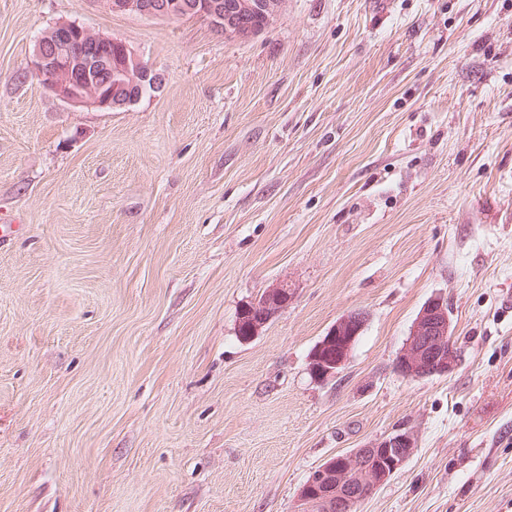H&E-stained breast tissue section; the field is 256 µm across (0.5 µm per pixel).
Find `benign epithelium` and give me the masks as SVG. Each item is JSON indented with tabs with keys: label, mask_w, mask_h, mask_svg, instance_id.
Here are the masks:
<instances>
[{
	"label": "benign epithelium",
	"mask_w": 512,
	"mask_h": 512,
	"mask_svg": "<svg viewBox=\"0 0 512 512\" xmlns=\"http://www.w3.org/2000/svg\"><path fill=\"white\" fill-rule=\"evenodd\" d=\"M114 13L172 19L185 11L204 18L239 39L256 33L245 20L258 16L266 28L279 11L282 0H101ZM55 99L74 110H122L139 100L140 92L162 87V76L145 64L126 42L96 33L76 20L56 22L39 38L26 67ZM288 288L274 285L253 302L250 336L288 305ZM364 325L354 313L339 318L311 352L309 372L318 381L336 378L346 367L352 345ZM339 343L338 352L327 358L322 350ZM458 366L448 306L441 299L426 302L414 319L409 335L393 367L406 378L447 376ZM414 434L396 430L361 448L329 458L319 465L298 489L297 498L307 512L313 502H322L326 512H354L359 504L394 476L414 455Z\"/></svg>",
	"instance_id": "1"
}]
</instances>
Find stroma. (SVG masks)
Returning a JSON list of instances; mask_svg holds the SVG:
<instances>
[{"instance_id": "stroma-1", "label": "stroma", "mask_w": 512, "mask_h": 512, "mask_svg": "<svg viewBox=\"0 0 512 512\" xmlns=\"http://www.w3.org/2000/svg\"><path fill=\"white\" fill-rule=\"evenodd\" d=\"M74 19L162 91L76 111L24 78ZM1 224L0 512H297L319 464L398 428L417 451L358 512H512V0H284L246 39L0 0ZM436 297L459 364L403 377ZM288 298L287 287H284V285H273L265 291L262 299L260 298L253 302L251 310L257 316V322H251L249 328L250 338L255 337L268 321L287 306ZM364 325L363 315L354 313L343 315L329 329L326 336L311 351L308 367L311 375L318 381L328 382L335 379L346 367L352 345ZM339 342L338 352L333 358H326L322 350Z\"/></svg>"}]
</instances>
